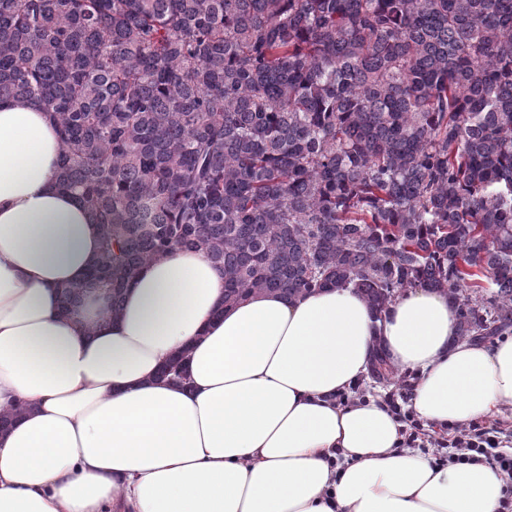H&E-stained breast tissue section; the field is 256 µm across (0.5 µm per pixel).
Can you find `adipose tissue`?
Here are the masks:
<instances>
[{"mask_svg": "<svg viewBox=\"0 0 512 512\" xmlns=\"http://www.w3.org/2000/svg\"><path fill=\"white\" fill-rule=\"evenodd\" d=\"M60 140L34 103H0V512H498L486 464L435 466L400 448L401 425L336 396L373 341L420 379L425 421L462 424L512 407V340L460 341L445 294L414 288L383 313L346 286L224 303L198 251L139 271L122 313L61 288L99 255L93 216L57 182ZM184 353L187 379L161 378Z\"/></svg>", "mask_w": 512, "mask_h": 512, "instance_id": "obj_1", "label": "adipose tissue"}]
</instances>
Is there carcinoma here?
Listing matches in <instances>:
<instances>
[{
  "label": "carcinoma",
  "instance_id": "obj_1",
  "mask_svg": "<svg viewBox=\"0 0 512 512\" xmlns=\"http://www.w3.org/2000/svg\"><path fill=\"white\" fill-rule=\"evenodd\" d=\"M59 131L112 307L174 249L224 304L448 295L457 337L512 333V0H0V101ZM398 368L373 349L371 375Z\"/></svg>",
  "mask_w": 512,
  "mask_h": 512
}]
</instances>
